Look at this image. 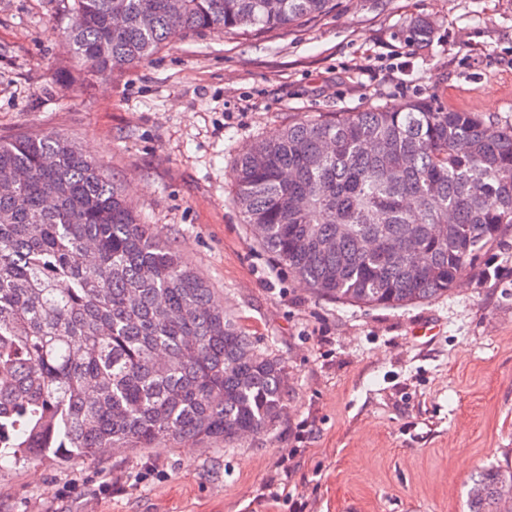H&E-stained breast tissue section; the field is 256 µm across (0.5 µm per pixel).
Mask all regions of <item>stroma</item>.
<instances>
[{
    "label": "stroma",
    "mask_w": 512,
    "mask_h": 512,
    "mask_svg": "<svg viewBox=\"0 0 512 512\" xmlns=\"http://www.w3.org/2000/svg\"><path fill=\"white\" fill-rule=\"evenodd\" d=\"M72 0H0V139L76 140L288 371L285 409L232 445L0 465V512H467L512 468V230L498 273L400 308L312 293L251 237L232 168L319 112L429 100L512 124V0H335L247 36L192 32L94 86L61 33ZM426 19L427 45L409 36ZM430 334H423V327Z\"/></svg>",
    "instance_id": "obj_1"
}]
</instances>
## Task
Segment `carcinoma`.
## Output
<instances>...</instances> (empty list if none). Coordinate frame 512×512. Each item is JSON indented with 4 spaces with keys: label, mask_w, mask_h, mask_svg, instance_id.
I'll use <instances>...</instances> for the list:
<instances>
[{
    "label": "carcinoma",
    "mask_w": 512,
    "mask_h": 512,
    "mask_svg": "<svg viewBox=\"0 0 512 512\" xmlns=\"http://www.w3.org/2000/svg\"><path fill=\"white\" fill-rule=\"evenodd\" d=\"M333 0H74L62 33L85 81L190 32L288 28ZM121 11L115 33L109 17ZM0 458L96 459L157 441L232 444L271 429L287 372L157 240L72 139L0 140ZM254 240L315 295L401 307L445 296L512 228V127L428 101L320 112L235 161ZM499 512L512 470L478 474Z\"/></svg>",
    "instance_id": "cac0c4a2"
}]
</instances>
